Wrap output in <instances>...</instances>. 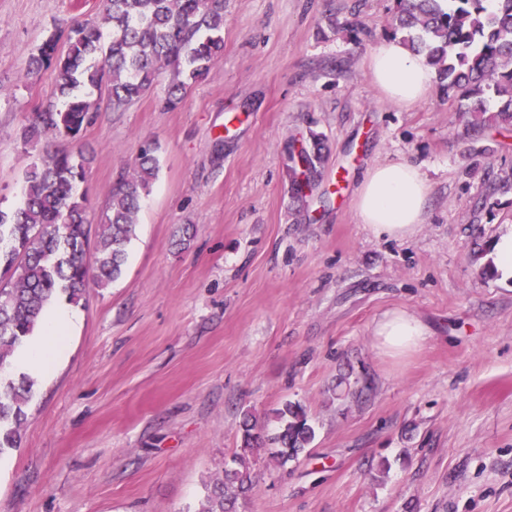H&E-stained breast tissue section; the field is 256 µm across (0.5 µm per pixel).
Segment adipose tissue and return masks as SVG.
Here are the masks:
<instances>
[{
	"label": "adipose tissue",
	"instance_id": "obj_1",
	"mask_svg": "<svg viewBox=\"0 0 512 512\" xmlns=\"http://www.w3.org/2000/svg\"><path fill=\"white\" fill-rule=\"evenodd\" d=\"M369 68L376 85L398 105L421 101L429 92L434 74L424 60L393 40L381 41L371 52ZM428 186L418 165L389 162L374 165L363 176L356 196L355 211L361 224L374 235L395 239L412 237L425 220ZM78 322L67 307H51L13 359L14 367L46 370L66 351L65 339ZM373 336L384 354L399 358L426 342L429 330L414 314L385 311L374 323Z\"/></svg>",
	"mask_w": 512,
	"mask_h": 512
}]
</instances>
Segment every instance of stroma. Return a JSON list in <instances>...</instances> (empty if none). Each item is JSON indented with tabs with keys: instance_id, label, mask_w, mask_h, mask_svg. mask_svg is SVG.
<instances>
[{
	"instance_id": "stroma-1",
	"label": "stroma",
	"mask_w": 512,
	"mask_h": 512,
	"mask_svg": "<svg viewBox=\"0 0 512 512\" xmlns=\"http://www.w3.org/2000/svg\"><path fill=\"white\" fill-rule=\"evenodd\" d=\"M100 0H0V210L52 148L23 145L55 73L23 76L63 21ZM396 0H224V53L165 111L170 75L124 111L107 95L83 132L78 187L98 222L142 147L159 171L121 276L87 288L68 352L35 382L0 512H199L245 459L236 512H512V279L490 244L512 229V133L467 132L438 86L406 107L369 54L403 40ZM315 155L297 197L288 151ZM408 161L428 183L408 239L377 237L353 199L366 169ZM404 308L431 335L402 359L372 326ZM340 397L336 386L359 388ZM300 403L315 439L278 465L268 435ZM260 441L244 448V415Z\"/></svg>"
}]
</instances>
